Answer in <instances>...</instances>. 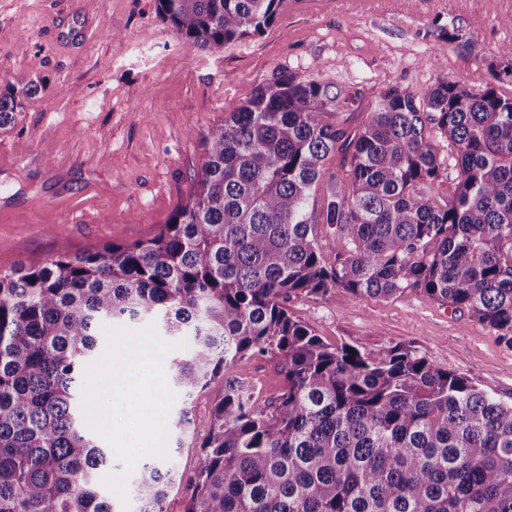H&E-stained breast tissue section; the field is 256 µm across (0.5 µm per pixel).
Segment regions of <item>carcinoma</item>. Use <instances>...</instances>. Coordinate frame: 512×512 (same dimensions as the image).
<instances>
[{
  "label": "carcinoma",
  "instance_id": "1",
  "mask_svg": "<svg viewBox=\"0 0 512 512\" xmlns=\"http://www.w3.org/2000/svg\"><path fill=\"white\" fill-rule=\"evenodd\" d=\"M156 2L185 45L220 55L280 0ZM502 54L478 89H384L354 131L326 120L329 83L279 73L206 137L191 198L153 236L0 270V512H115L81 387L102 327L139 321L188 341L172 360L183 401L223 385L185 512H512V403L408 348L331 345L286 307L420 291L512 344V98L496 88L512 43ZM37 90L6 83L0 133ZM246 357L284 374L267 402L227 374ZM181 478L170 451L142 463L137 512H166Z\"/></svg>",
  "mask_w": 512,
  "mask_h": 512
}]
</instances>
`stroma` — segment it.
I'll return each mask as SVG.
<instances>
[{"label":"stroma","mask_w":512,"mask_h":512,"mask_svg":"<svg viewBox=\"0 0 512 512\" xmlns=\"http://www.w3.org/2000/svg\"><path fill=\"white\" fill-rule=\"evenodd\" d=\"M505 0H413L397 12H340L336 0H281L272 24L211 55L184 45L154 0H0V79L34 80L0 133V270L62 251L152 236L194 190L204 139L226 110L281 71L331 82L348 126L380 91L447 78L477 88L503 67ZM455 29L471 49L440 37ZM288 312L331 344L378 355L402 345L512 403V345L426 294L296 295ZM259 398L277 394L276 360L243 359ZM219 386L188 402L191 430L169 434L183 474L166 512H184Z\"/></svg>","instance_id":"obj_1"}]
</instances>
